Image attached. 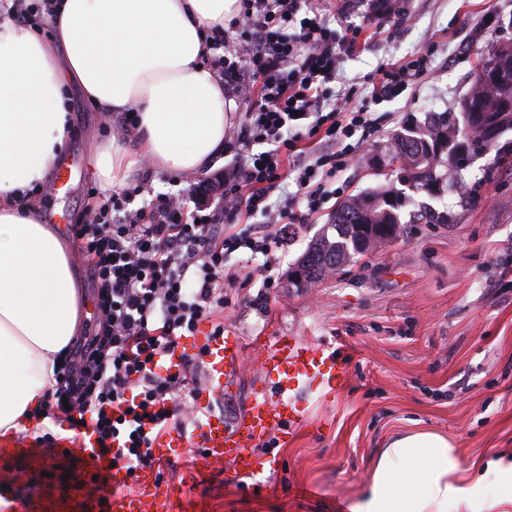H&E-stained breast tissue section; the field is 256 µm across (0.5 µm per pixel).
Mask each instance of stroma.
Returning a JSON list of instances; mask_svg holds the SVG:
<instances>
[{"mask_svg": "<svg viewBox=\"0 0 512 512\" xmlns=\"http://www.w3.org/2000/svg\"><path fill=\"white\" fill-rule=\"evenodd\" d=\"M324 0L325 17L338 40H355L332 87L337 94L363 90L381 63L434 53L433 71L397 98L370 104L380 118L363 156L346 173L347 196L382 187L453 212L449 224H411L400 237L378 244L361 259L340 267L314 286L288 287V268L327 224L335 202L304 223L290 226L287 245L274 246L273 271L280 285L264 288V256L237 252L232 268L251 270L247 287L227 291L224 331L239 336L248 352L234 386L214 399V414L226 424L245 412L261 388L262 355L252 340L281 334L306 337L318 345H342L347 384L334 398L304 386L299 400L308 421L273 432L272 447L255 453L275 466L252 479H236L230 466L200 469L193 484L185 473L200 451L188 449L175 462L157 464L163 484L174 493L190 491L200 512H350L362 498L376 463L396 436L430 430L448 437L457 479L472 484L476 462L512 467V172L487 177L488 154L471 157L465 169L442 158L443 182L431 191L414 190L396 174L378 177L386 161L382 147L394 134L420 125L428 113L460 120L461 103L488 51L512 45V0ZM379 15L382 29L364 26ZM64 95L75 134L67 152L84 165L76 187L65 194L41 188L35 200L43 215L59 213L75 224L95 207L99 181L89 165L95 148L121 135L120 116L104 121L81 87L66 83ZM220 153L205 170L170 176L152 172L148 190L131 208L161 193L188 195L190 189L235 163ZM480 184L478 203L458 206L449 180ZM69 461L48 456L43 465L18 463L10 471L21 495L62 486ZM448 512H512V480H488L470 501L449 503Z\"/></svg>", "mask_w": 512, "mask_h": 512, "instance_id": "35a3bbf8", "label": "stroma"}]
</instances>
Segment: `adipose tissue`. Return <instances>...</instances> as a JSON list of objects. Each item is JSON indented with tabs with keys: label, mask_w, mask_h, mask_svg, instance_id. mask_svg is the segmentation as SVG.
<instances>
[{
	"label": "adipose tissue",
	"mask_w": 512,
	"mask_h": 512,
	"mask_svg": "<svg viewBox=\"0 0 512 512\" xmlns=\"http://www.w3.org/2000/svg\"><path fill=\"white\" fill-rule=\"evenodd\" d=\"M239 10V0H58L47 38L0 5L1 436L38 427L56 361L79 330L71 247L41 222L32 194L72 134L64 83L136 119L138 148H96L104 190L146 161L168 175L203 170L227 124L208 39ZM450 449L432 431L394 438L352 512H448L469 494L450 479Z\"/></svg>",
	"instance_id": "adipose-tissue-1"
}]
</instances>
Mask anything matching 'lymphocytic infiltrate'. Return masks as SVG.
<instances>
[{
	"label": "lymphocytic infiltrate",
	"mask_w": 512,
	"mask_h": 512,
	"mask_svg": "<svg viewBox=\"0 0 512 512\" xmlns=\"http://www.w3.org/2000/svg\"><path fill=\"white\" fill-rule=\"evenodd\" d=\"M214 46L225 86L250 106L236 137L249 152L225 170L221 207L199 216L180 196L161 194L131 211L126 196L112 195L71 228L92 272L97 319L74 357L57 365L47 409L70 430L91 432L100 452L131 472L151 465V437L192 410L182 397L190 369L169 372L167 356L202 323L223 335L226 289L252 278L228 268L226 256L270 254L280 240L274 225L319 212L354 162L355 134L375 125L354 93L339 97L329 88L350 47L337 41L320 7L305 15L301 0H241L236 38L219 36ZM428 61L382 64L369 100L399 96ZM290 164L302 215L278 194Z\"/></svg>",
	"instance_id": "1"
}]
</instances>
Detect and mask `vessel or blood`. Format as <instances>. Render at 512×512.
I'll return each instance as SVG.
<instances>
[{"mask_svg": "<svg viewBox=\"0 0 512 512\" xmlns=\"http://www.w3.org/2000/svg\"><path fill=\"white\" fill-rule=\"evenodd\" d=\"M185 348L205 349L208 393L200 395L199 407H208L212 396L222 395L232 382L243 343L234 336H211L199 332L184 343ZM269 389L258 390L236 426H227L223 418L207 415L193 432L169 430L153 437L151 451L155 459L167 461L183 456L190 448L203 451L210 464H228L234 477L250 478L262 473L267 461L253 451L256 442L287 424H297L306 417V409L295 394L304 383L315 384L324 395H332L347 382L344 363L335 351L315 345L298 336H281L267 348L262 361ZM84 472L70 488L57 496L21 499L12 487L8 473H0V512H188L189 503H176L165 491L150 468L141 469L137 479L140 491L125 493L130 477L124 469L113 466L110 457L92 449L91 439H84ZM36 445L18 442L0 448V463L18 459L39 460ZM108 478V489L96 488L91 475Z\"/></svg>", "mask_w": 512, "mask_h": 512, "instance_id": "obj_1", "label": "vessel or blood"}]
</instances>
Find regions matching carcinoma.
Instances as JSON below:
<instances>
[{"mask_svg":"<svg viewBox=\"0 0 512 512\" xmlns=\"http://www.w3.org/2000/svg\"><path fill=\"white\" fill-rule=\"evenodd\" d=\"M463 126L443 115L432 116L424 126L395 135L387 148L391 164L411 188L439 181L437 161L448 148L454 150L457 166L475 155L473 144L482 140L484 121L500 114L512 115V46L495 49L475 73L468 98L462 105ZM495 151L490 173L512 171V150L498 147V140L484 144ZM409 204L390 191L355 195L341 202L330 223L295 261L305 269L304 285H311L342 265L364 255L379 243L403 232L398 210ZM410 224H446L448 214L419 209L410 214Z\"/></svg>","mask_w":512,"mask_h":512,"instance_id":"obj_1","label":"carcinoma"}]
</instances>
